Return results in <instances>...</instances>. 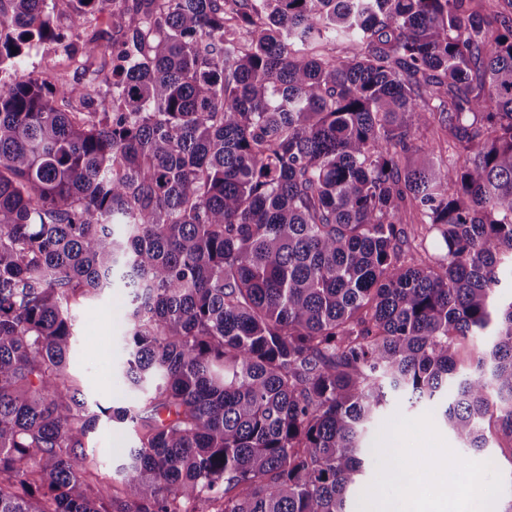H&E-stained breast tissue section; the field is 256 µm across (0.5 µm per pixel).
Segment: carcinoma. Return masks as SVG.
Segmentation results:
<instances>
[{"mask_svg":"<svg viewBox=\"0 0 512 512\" xmlns=\"http://www.w3.org/2000/svg\"><path fill=\"white\" fill-rule=\"evenodd\" d=\"M68 2L0 0V512H352L392 400L512 450V0ZM117 286L136 410L66 372ZM24 68L35 70L52 83H73L78 78L72 67L68 66L62 51L54 45L34 46L25 58ZM135 442L133 427L129 423L102 420L88 441L87 452L98 463L100 478L114 485L118 484L116 466L125 459L129 448Z\"/></svg>","mask_w":512,"mask_h":512,"instance_id":"cac0c4a2","label":"carcinoma"}]
</instances>
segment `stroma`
I'll list each match as a JSON object with an SVG mask.
<instances>
[{
    "mask_svg": "<svg viewBox=\"0 0 512 512\" xmlns=\"http://www.w3.org/2000/svg\"><path fill=\"white\" fill-rule=\"evenodd\" d=\"M26 70H33L52 83H71L77 75L69 67L62 51L42 44L33 47L25 59ZM126 289L113 288L75 304L71 309L74 336L66 370L75 378L87 400L104 406L140 407L144 400L129 390L123 377L128 357V320ZM391 420L385 447L396 449L407 464L424 463L432 472L429 478L415 485L418 495H428L442 486H464L468 473L474 472L484 485L495 490L501 501L512 500V459L499 456L497 465H490L485 453L465 451L442 422L435 409L424 405H391L382 414ZM135 441L133 427L128 423L101 421L88 441L87 451L98 463V473L107 483H115V469L125 459ZM458 461L456 473L438 467L446 457Z\"/></svg>",
    "mask_w": 512,
    "mask_h": 512,
    "instance_id": "1",
    "label": "stroma"
}]
</instances>
